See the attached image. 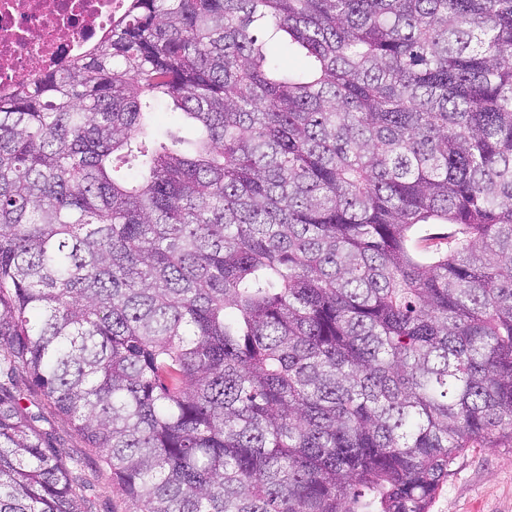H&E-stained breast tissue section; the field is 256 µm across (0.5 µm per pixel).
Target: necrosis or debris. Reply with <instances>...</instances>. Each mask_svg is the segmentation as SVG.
Returning <instances> with one entry per match:
<instances>
[{"mask_svg": "<svg viewBox=\"0 0 512 512\" xmlns=\"http://www.w3.org/2000/svg\"><path fill=\"white\" fill-rule=\"evenodd\" d=\"M129 0H0V96L85 55Z\"/></svg>", "mask_w": 512, "mask_h": 512, "instance_id": "1", "label": "necrosis or debris"}]
</instances>
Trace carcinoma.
Instances as JSON below:
<instances>
[{"label":"carcinoma","instance_id":"obj_1","mask_svg":"<svg viewBox=\"0 0 512 512\" xmlns=\"http://www.w3.org/2000/svg\"><path fill=\"white\" fill-rule=\"evenodd\" d=\"M20 373L132 512H428L512 445V0H133L0 97V512H84Z\"/></svg>","mask_w":512,"mask_h":512}]
</instances>
